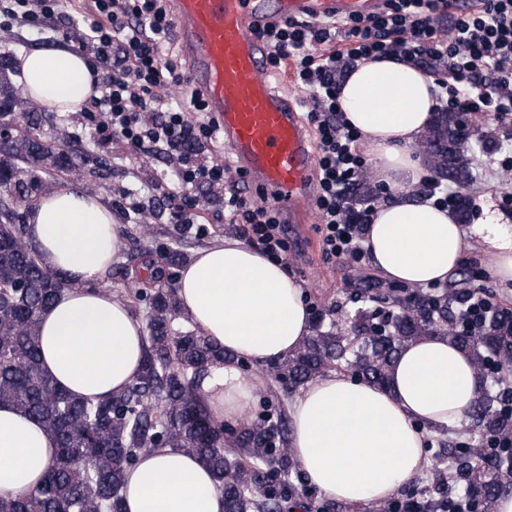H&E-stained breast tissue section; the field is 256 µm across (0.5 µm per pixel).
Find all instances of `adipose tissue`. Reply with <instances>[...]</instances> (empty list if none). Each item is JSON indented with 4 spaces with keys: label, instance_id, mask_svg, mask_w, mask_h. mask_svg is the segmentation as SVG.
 <instances>
[{
    "label": "adipose tissue",
    "instance_id": "1",
    "mask_svg": "<svg viewBox=\"0 0 512 512\" xmlns=\"http://www.w3.org/2000/svg\"><path fill=\"white\" fill-rule=\"evenodd\" d=\"M19 84L37 103L75 112L93 96L98 74L63 47L19 56ZM434 83L421 68L394 60L350 68L341 82L344 120L360 131L379 179L392 190L365 227L377 272L407 288L447 282L479 249L487 271L512 288V214L491 194L474 200L463 224L448 208L415 195L425 167L415 145L435 114ZM28 242L43 264L72 284L40 323L44 371L72 394L104 399L123 392L141 370L145 325L128 302L99 281L121 249L109 208L57 188L30 211ZM182 312L231 359L203 382L210 417L234 426L255 401L259 379L245 364L288 359L312 333L303 286L285 265L234 236L194 252L183 266ZM481 387L472 356L436 335L409 342L379 386L329 371L310 380L288 408V446L308 484L326 498L383 503L429 463L432 436L467 422ZM56 456L42 424L0 405V496L36 490ZM124 512H224V494L195 455L168 446L126 474Z\"/></svg>",
    "mask_w": 512,
    "mask_h": 512
}]
</instances>
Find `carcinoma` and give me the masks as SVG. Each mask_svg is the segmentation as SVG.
<instances>
[{
  "label": "carcinoma",
  "mask_w": 512,
  "mask_h": 512,
  "mask_svg": "<svg viewBox=\"0 0 512 512\" xmlns=\"http://www.w3.org/2000/svg\"><path fill=\"white\" fill-rule=\"evenodd\" d=\"M0 63V117L24 106ZM460 113L440 112L424 138L435 172L460 185L471 166L460 151ZM46 173L69 170L64 153L37 137L9 138L0 144V403L39 420L56 438L58 454L43 484L33 492L0 498V512H122L126 472L154 448L171 446L197 455L224 493V512H284L295 493L297 462L286 444L282 418L265 415L237 434L206 413L199 396L213 367L230 359L224 347L196 326L175 328L184 317L168 269L187 260L177 248L165 251L163 264L147 262L156 288L134 296L149 304L146 347L141 371L121 394L102 400L78 399L54 382L40 362V314L71 287L68 280L40 263L26 242V225L16 223L17 209L44 192L46 182L25 167ZM354 339L333 329L308 338L287 361L274 366L279 380L301 385L329 368L353 371L383 385L404 343L443 333L486 371L494 356L512 354V330L499 321L472 335L424 322L414 315L390 316L362 310L353 317ZM508 397L479 392L475 419L479 435L512 439ZM477 465L467 449L448 440L445 457L458 471L471 474L468 494H476L484 512L495 498L512 493V447L486 451Z\"/></svg>",
  "instance_id": "1"
}]
</instances>
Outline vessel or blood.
I'll return each instance as SVG.
<instances>
[{"instance_id": "1", "label": "vessel or blood", "mask_w": 512, "mask_h": 512, "mask_svg": "<svg viewBox=\"0 0 512 512\" xmlns=\"http://www.w3.org/2000/svg\"><path fill=\"white\" fill-rule=\"evenodd\" d=\"M379 0H174L177 36L236 164L285 212L311 178L312 145L298 112L272 87L255 26L276 18L368 16Z\"/></svg>"}]
</instances>
